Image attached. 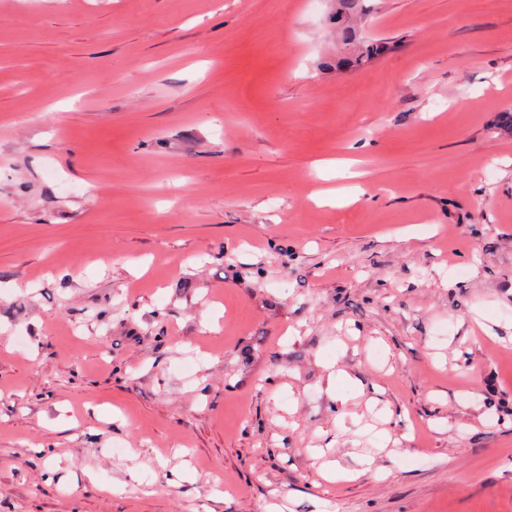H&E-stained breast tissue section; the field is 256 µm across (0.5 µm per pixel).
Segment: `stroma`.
<instances>
[{
  "instance_id": "35a3bbf8",
  "label": "stroma",
  "mask_w": 512,
  "mask_h": 512,
  "mask_svg": "<svg viewBox=\"0 0 512 512\" xmlns=\"http://www.w3.org/2000/svg\"><path fill=\"white\" fill-rule=\"evenodd\" d=\"M361 7L0 0V512H512V0Z\"/></svg>"
}]
</instances>
